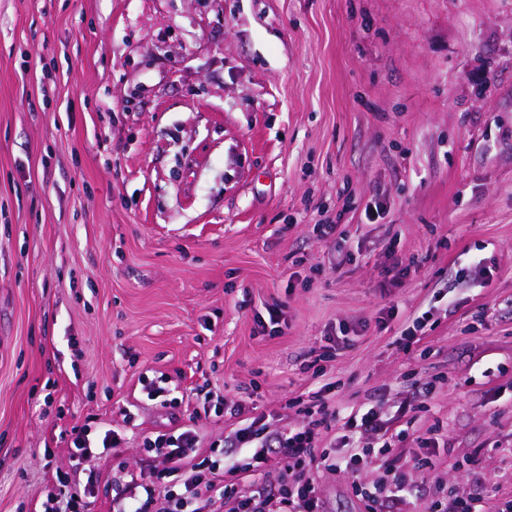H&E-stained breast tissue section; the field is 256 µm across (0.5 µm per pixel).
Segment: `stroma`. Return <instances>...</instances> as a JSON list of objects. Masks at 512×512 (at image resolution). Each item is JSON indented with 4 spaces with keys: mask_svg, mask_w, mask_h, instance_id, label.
<instances>
[{
    "mask_svg": "<svg viewBox=\"0 0 512 512\" xmlns=\"http://www.w3.org/2000/svg\"><path fill=\"white\" fill-rule=\"evenodd\" d=\"M144 373L275 429L301 395L393 417L434 381L393 424L407 457L448 436L409 512L478 494L471 467L512 497V0H0V512L85 482L61 432L89 420L124 434L112 512L188 416L135 399ZM412 398L407 399L405 403L397 410V418L405 417L409 413L418 412L427 407V401L433 394V385L430 382H417L412 389Z\"/></svg>",
    "mask_w": 512,
    "mask_h": 512,
    "instance_id": "35a3bbf8",
    "label": "stroma"
}]
</instances>
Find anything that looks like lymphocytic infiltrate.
Returning a JSON list of instances; mask_svg holds the SVG:
<instances>
[{
    "instance_id": "1",
    "label": "lymphocytic infiltrate",
    "mask_w": 512,
    "mask_h": 512,
    "mask_svg": "<svg viewBox=\"0 0 512 512\" xmlns=\"http://www.w3.org/2000/svg\"><path fill=\"white\" fill-rule=\"evenodd\" d=\"M182 398L192 410V423L145 437L147 452L161 457L164 467L154 479L131 478L114 499L113 512H329L316 485L322 470L347 471L370 512H407L411 500L424 497L425 489L409 483L406 470L424 473L437 464L432 453L400 455L392 419L375 407L364 404L341 418L316 392L306 401L301 422L285 430L271 428L267 414L259 412L249 398L225 405V447L249 451L246 461H229L216 447H202L194 425L195 419L210 414L211 394L192 388ZM335 425L351 449L349 455L341 457L317 445L319 432ZM68 436L71 457L78 466L94 458L96 449L113 450L123 442L120 430L109 424L75 425ZM373 465L382 475L369 488L360 476ZM254 472L260 474V481L251 480ZM228 473L247 479V488L225 483ZM99 480V472L92 469L81 487L59 478L58 494L41 502L38 512H87V498Z\"/></svg>"
}]
</instances>
